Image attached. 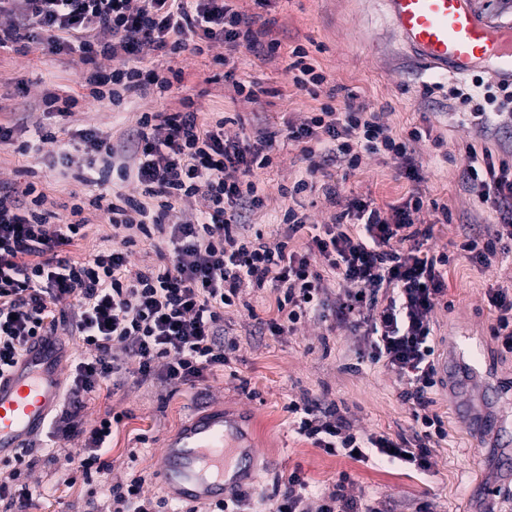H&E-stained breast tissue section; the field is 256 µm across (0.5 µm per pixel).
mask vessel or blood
Instances as JSON below:
<instances>
[{
	"instance_id": "vessel-or-blood-1",
	"label": "vessel or blood",
	"mask_w": 512,
	"mask_h": 512,
	"mask_svg": "<svg viewBox=\"0 0 512 512\" xmlns=\"http://www.w3.org/2000/svg\"><path fill=\"white\" fill-rule=\"evenodd\" d=\"M406 52L419 64L449 75L481 67L512 84V27L483 12V0H381ZM54 348L31 353L0 378V459L8 458L45 426L61 395ZM242 423L216 410L193 417L160 452L158 477L180 503L223 500L246 482L251 451Z\"/></svg>"
}]
</instances>
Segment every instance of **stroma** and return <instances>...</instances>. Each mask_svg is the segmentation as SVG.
<instances>
[{"instance_id": "stroma-1", "label": "stroma", "mask_w": 512, "mask_h": 512, "mask_svg": "<svg viewBox=\"0 0 512 512\" xmlns=\"http://www.w3.org/2000/svg\"><path fill=\"white\" fill-rule=\"evenodd\" d=\"M244 7L255 18L256 31L271 30L279 39L277 54L261 59L243 49L227 65L199 62V76L173 85L172 95L190 97L196 107L209 109L217 82L229 72L255 83L261 91L259 111L271 113L276 128H286L295 110L315 104L307 93H288L284 68L291 51L304 47L337 88L333 106L344 108L355 95L388 112L398 130L415 126L424 133L417 158L424 176L419 189L426 197L447 202L452 211L450 223L434 225L428 242L432 250L452 252L460 225L496 223L490 204L465 197L458 173L472 148L512 163V125L462 126L448 98V76L424 70L409 58L379 0H268L262 6L246 0ZM68 68V57L37 53L33 68L0 82V98L21 103L22 84L65 74ZM27 167L22 181L51 183L61 216H68L74 204L73 191L89 199L101 192L97 186L80 187L75 169L33 159ZM347 186L397 202L408 182L397 164L375 163L350 178ZM492 288L512 292V257L488 268L456 259L449 268L447 300L432 313L437 359L445 358L451 337L465 334L478 343L482 361L475 374L453 368L456 388H440L436 408L444 416L448 438L434 448L431 466L424 471L330 455L292 431L289 403L309 399L337 407L354 428L409 438L412 407L401 397L394 372L362 361L364 343L355 333L330 331L309 319L290 335H255L257 319L266 318L275 306V295L267 288L247 289L248 308L225 312L238 349L228 365L207 373L201 385L148 382L104 389L87 397L78 421L88 429L107 412L122 414L109 443L108 482L122 483L140 472L150 496L164 493L156 474L167 440L196 414L221 408L244 419L257 452L251 462L254 478L244 487L253 512H261L262 497L296 470L315 493L340 473H349L354 482L347 486V495L368 501L380 512H415L422 503L430 512H512V352L491 334L487 293ZM34 443L36 464L28 478L37 491L34 512H104L107 490L94 493L88 486L59 481L78 452L77 442L43 432Z\"/></svg>"}]
</instances>
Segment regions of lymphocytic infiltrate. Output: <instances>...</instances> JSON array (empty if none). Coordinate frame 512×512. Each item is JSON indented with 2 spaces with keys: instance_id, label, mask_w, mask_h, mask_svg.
Wrapping results in <instances>:
<instances>
[{
  "instance_id": "obj_1",
  "label": "lymphocytic infiltrate",
  "mask_w": 512,
  "mask_h": 512,
  "mask_svg": "<svg viewBox=\"0 0 512 512\" xmlns=\"http://www.w3.org/2000/svg\"><path fill=\"white\" fill-rule=\"evenodd\" d=\"M238 0H0V49L27 42L72 59V77L27 82V102L61 116L47 128L34 113L0 117V147L22 158L48 159L77 167L85 186L115 170L117 201L73 206L61 223L45 189L17 188L15 169L0 165V375L12 371L38 340L77 336L84 351L67 391L66 408L52 418L58 436L80 441L75 465L61 473L67 484L100 485L112 470L104 458L117 415L89 429L75 417L83 399L105 387L127 385V359L138 362L140 380L188 384L227 365L236 350L226 343L224 313L244 302L249 288L277 291L276 308L259 320L260 332H293L310 316L358 333L366 361L383 364L401 379L412 400L414 442L357 431L318 403L289 404L295 432L331 455L358 461H410L427 469L432 448L448 436L432 396L437 384L432 313L448 294V254L427 249L434 221L448 223L447 205L424 201L412 191L402 202H377L347 195L343 186L372 162H399L409 181L423 180L414 156L419 130L400 132L383 110L366 101L331 106L336 95L328 77L307 51L297 47L285 72L292 86L326 103L297 111L285 136L270 129L266 113L255 115L254 137L227 130L226 107L246 109L259 101L253 86L232 81L214 101L212 118L201 117L187 97L179 109H158L159 96L183 83L182 52L213 62L230 61L240 49L267 57L278 40H261ZM449 99L470 107L477 120L512 123V91L496 94L481 81L461 82ZM120 139L98 128L75 129V109L108 101L126 107ZM30 136L21 140L18 129ZM297 150L305 168L295 170L281 195L322 192L331 209L287 208L273 238L256 229L254 218L268 207L258 171L272 167L284 148ZM463 190L491 202L498 223L475 234L463 227L456 248L470 263L491 266L512 252V166L484 154L481 164L459 173ZM132 191H125V184ZM113 228L110 245L90 257L64 255L65 246L85 238L95 213ZM160 248L159 264L130 266L134 248ZM341 286L332 306L324 297L330 280ZM0 480V501L9 512H31L35 490L23 482L35 459L22 451ZM143 474L111 488L112 512H170L162 496L144 491ZM352 477L341 473L332 488L309 497V484L291 473L270 497L271 512H376L345 493Z\"/></svg>"
}]
</instances>
